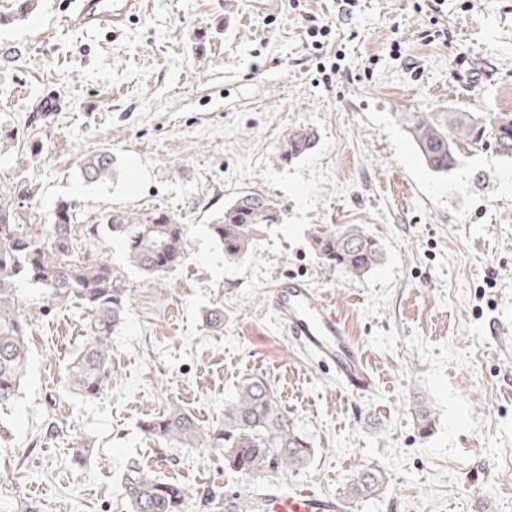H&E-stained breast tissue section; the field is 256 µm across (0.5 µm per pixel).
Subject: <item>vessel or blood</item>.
Here are the masks:
<instances>
[{
  "instance_id": "1",
  "label": "vessel or blood",
  "mask_w": 512,
  "mask_h": 512,
  "mask_svg": "<svg viewBox=\"0 0 512 512\" xmlns=\"http://www.w3.org/2000/svg\"><path fill=\"white\" fill-rule=\"evenodd\" d=\"M141 0H78L66 26L97 29L122 26ZM268 306L283 331L307 354L333 370L343 387L357 395L375 393L377 380L346 321L299 277H285L268 294ZM261 512H344L336 496L311 490L285 492L268 487L260 498Z\"/></svg>"
}]
</instances>
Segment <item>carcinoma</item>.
<instances>
[{"label": "carcinoma", "instance_id": "carcinoma-1", "mask_svg": "<svg viewBox=\"0 0 512 512\" xmlns=\"http://www.w3.org/2000/svg\"><path fill=\"white\" fill-rule=\"evenodd\" d=\"M407 132L429 170L448 173L463 156L462 148L490 147L512 158V113L414 112L405 117ZM316 134L308 129L288 134L281 160L288 164L312 150ZM112 153L84 159L81 174L90 182L112 177ZM76 215L70 203L57 205L49 224L17 222L15 200L0 193V406L17 396L28 362L26 339L34 313L43 316L63 306L86 309L81 348L68 366L67 386L84 399L98 396L108 378L111 336L123 321L128 300L127 274L86 242L101 236L99 226L122 241L127 262L143 274L162 278L185 261L186 225L162 209L108 211L97 223L86 224L77 239ZM278 203L253 191L234 198L209 225L212 238L233 262L246 259L267 226L280 223ZM316 259L328 270L362 277L384 258L381 244L351 224L315 234ZM31 283L43 292L38 311H26L16 285ZM422 431L432 428V407L421 401L416 409ZM143 433L181 448L205 446L224 456L236 473L258 474L267 469L304 466L312 455L306 438L283 413L264 379H248L236 397L224 405V420L201 426L188 411L173 406L141 424ZM385 488V476L360 471L348 481L350 499L374 497ZM122 495L129 512H182L185 492L173 482L132 466L123 477ZM224 512H255V506L233 493L224 495Z\"/></svg>", "mask_w": 512, "mask_h": 512}]
</instances>
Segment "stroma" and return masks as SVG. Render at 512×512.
<instances>
[{
	"mask_svg": "<svg viewBox=\"0 0 512 512\" xmlns=\"http://www.w3.org/2000/svg\"><path fill=\"white\" fill-rule=\"evenodd\" d=\"M74 0H38L0 26V191L21 184L20 223L71 202L78 224L112 210L164 208L186 224V259L150 279L128 268L129 301L112 333L98 398L66 389L85 311L36 313L15 400L0 407V512H128L130 465L183 486L184 512H224L231 492L258 501L271 484L343 496L378 470L386 487L346 512H512V159L467 151L448 174L424 165L407 112L512 113V0H142L125 24L63 22ZM328 21L338 73L322 74L305 13ZM447 31L428 44L422 31ZM50 96L58 105L41 106ZM318 136L284 164L288 133ZM110 151L113 175L81 163ZM282 207L249 258L232 262L208 225L239 192ZM355 224L383 245L361 278L330 272L312 237ZM304 276L347 320L378 381L360 397L303 354L266 302ZM224 312V326L205 316ZM260 376L310 442L308 464L241 475L211 448L140 430L176 404L203 426ZM435 411L421 432L416 406ZM90 444L86 464L71 448ZM112 154L109 151L98 152L84 159L81 174L90 183L105 181L112 177Z\"/></svg>",
	"mask_w": 512,
	"mask_h": 512,
	"instance_id": "obj_1",
	"label": "stroma"
}]
</instances>
